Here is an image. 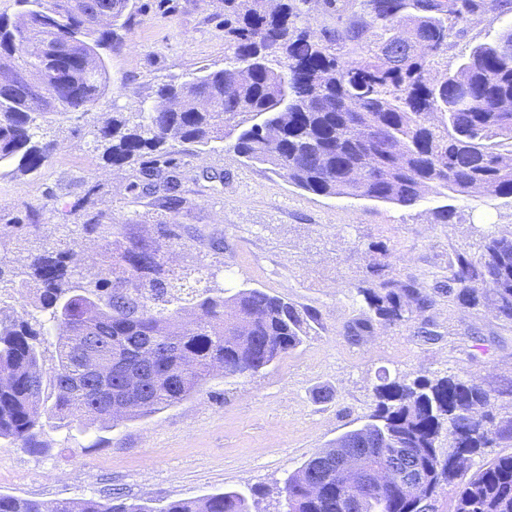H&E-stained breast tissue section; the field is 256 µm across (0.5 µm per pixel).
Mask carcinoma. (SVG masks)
Wrapping results in <instances>:
<instances>
[{
  "label": "carcinoma",
  "instance_id": "cac0c4a2",
  "mask_svg": "<svg viewBox=\"0 0 512 512\" xmlns=\"http://www.w3.org/2000/svg\"><path fill=\"white\" fill-rule=\"evenodd\" d=\"M14 20L0 16V77L24 71L34 85L55 91L50 101L26 84L0 82V164L33 172L53 154L54 143L33 141L37 118L85 112L107 90L102 51L123 44L120 29L133 17L130 0H17ZM224 60L181 83L158 87V102L96 130L103 157L136 168L126 190L177 213L185 203L172 143L208 145L236 134L232 148L250 164L265 165L297 187L411 207L431 189L466 196L512 197V112L498 110L512 96V26L495 41L475 46L448 73V17L460 20L497 9L477 0H365L358 15L344 14L314 40L296 26L308 0H222ZM114 14L112 27L97 18ZM415 46L408 54L385 47L396 32ZM261 67L248 78L238 70L251 58ZM464 80L468 96L457 95ZM208 100L205 110L197 102ZM73 205L83 228L105 241L98 268L73 282L76 253L60 244L35 255L11 287L34 291L46 322L28 312L0 319V439L34 452L41 408L54 397L63 426L135 420L201 391L213 365L224 374L256 372L303 343L315 313L263 290L229 297L210 289L182 297L183 277L169 278L164 253L178 244V225L162 221L155 234L90 210L91 195ZM369 315L349 325L358 342L378 326L397 327L446 297L471 308L489 298L496 316L512 322V234L488 238L477 259L459 256L447 280L429 293L413 279H382L358 288ZM191 302L192 318L172 326ZM56 331L57 364L44 379L39 347ZM106 365V389L90 384L88 355ZM50 396H45L46 387ZM366 424L371 444L353 431L352 451L373 470L403 457L426 479V490L456 488L453 512H512V454L467 475L483 448L512 441V415L496 419L494 395L472 377L420 375L407 382L379 378ZM448 447L437 446L442 433ZM336 455H312L288 477L285 512H349L350 490L336 483ZM317 485L313 494L311 485ZM0 512H153L119 492L106 502L60 500L50 505L0 494ZM161 512H250L248 497L224 492L175 500ZM356 512H422L417 498L393 480L369 491Z\"/></svg>",
  "mask_w": 512,
  "mask_h": 512
}]
</instances>
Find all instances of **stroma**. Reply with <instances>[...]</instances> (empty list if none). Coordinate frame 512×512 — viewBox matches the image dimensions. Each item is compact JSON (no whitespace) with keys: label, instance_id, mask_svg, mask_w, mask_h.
Instances as JSON below:
<instances>
[{"label":"stroma","instance_id":"35a3bbf8","mask_svg":"<svg viewBox=\"0 0 512 512\" xmlns=\"http://www.w3.org/2000/svg\"><path fill=\"white\" fill-rule=\"evenodd\" d=\"M137 4L121 50L104 56L105 94L87 112L39 120L34 139L54 143L52 158L33 173L0 166V262L17 268L53 246L63 225L78 223L71 206L88 194L116 224L149 232L173 218L181 244L165 261L174 273L204 266L215 274V294L260 288L316 310L318 319L300 347L261 373L215 375L194 396L134 421L68 429L43 410L42 452L0 440V494L49 503L104 501L119 490L161 512L173 500L255 488L253 512H284L288 476L366 423L379 374L476 377L491 390L512 385V323L496 318L488 301L461 308L438 299L430 312L438 338L430 342L419 336L417 316L357 344L345 335L366 309L357 288L373 280V266L432 289L458 255L478 257L487 234L512 233V198L430 191L402 207L317 195L220 144L179 150L186 202L175 215L128 194L129 167L107 164L94 130L116 112L135 118L154 104L159 84L224 66L221 0ZM511 22L512 0L457 22L449 70ZM42 204L37 235L10 227L26 206ZM442 206L454 211L446 224L435 217ZM216 237L224 241L218 253L208 246ZM381 243L388 253L378 251Z\"/></svg>","mask_w":512,"mask_h":512}]
</instances>
